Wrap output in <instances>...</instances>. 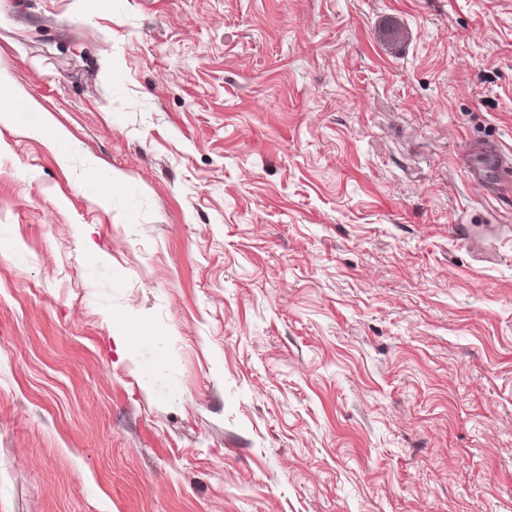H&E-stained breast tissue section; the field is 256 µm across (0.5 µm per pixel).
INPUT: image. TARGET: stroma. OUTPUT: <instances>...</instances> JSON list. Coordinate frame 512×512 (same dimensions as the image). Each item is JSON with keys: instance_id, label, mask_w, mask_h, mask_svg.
<instances>
[{"instance_id": "obj_1", "label": "stroma", "mask_w": 512, "mask_h": 512, "mask_svg": "<svg viewBox=\"0 0 512 512\" xmlns=\"http://www.w3.org/2000/svg\"><path fill=\"white\" fill-rule=\"evenodd\" d=\"M2 94L0 512H512V0H0ZM467 161L464 165L468 179L485 189H492L493 176L499 171H504L506 164L505 155L494 142H483L471 145L467 151Z\"/></svg>"}]
</instances>
